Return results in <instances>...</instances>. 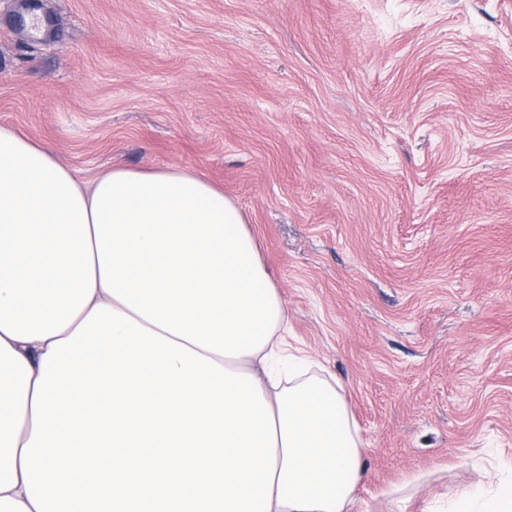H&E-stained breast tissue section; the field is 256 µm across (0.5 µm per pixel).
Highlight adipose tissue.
<instances>
[{"label": "adipose tissue", "mask_w": 512, "mask_h": 512, "mask_svg": "<svg viewBox=\"0 0 512 512\" xmlns=\"http://www.w3.org/2000/svg\"><path fill=\"white\" fill-rule=\"evenodd\" d=\"M194 173L79 182L0 125V512H354L365 448ZM451 512H512V481Z\"/></svg>", "instance_id": "adipose-tissue-1"}]
</instances>
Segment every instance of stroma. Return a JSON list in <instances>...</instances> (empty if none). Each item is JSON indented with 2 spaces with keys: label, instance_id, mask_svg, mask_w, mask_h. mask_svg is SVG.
Here are the masks:
<instances>
[{
  "label": "stroma",
  "instance_id": "1",
  "mask_svg": "<svg viewBox=\"0 0 512 512\" xmlns=\"http://www.w3.org/2000/svg\"><path fill=\"white\" fill-rule=\"evenodd\" d=\"M0 124L223 188L366 512L512 480V0H0Z\"/></svg>",
  "mask_w": 512,
  "mask_h": 512
}]
</instances>
